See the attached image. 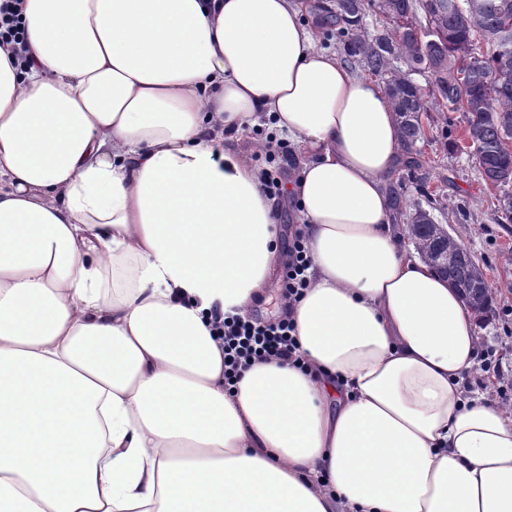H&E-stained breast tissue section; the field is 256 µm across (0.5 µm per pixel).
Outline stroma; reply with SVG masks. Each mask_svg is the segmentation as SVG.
<instances>
[{
	"label": "stroma",
	"mask_w": 512,
	"mask_h": 512,
	"mask_svg": "<svg viewBox=\"0 0 512 512\" xmlns=\"http://www.w3.org/2000/svg\"><path fill=\"white\" fill-rule=\"evenodd\" d=\"M463 129L462 113H432L420 144L423 168L412 174L398 168L390 189L400 197L404 213L424 207L482 264L496 300L494 316L477 329L480 356L501 362L504 373L511 375L512 224L500 223L493 205L495 191L482 180L469 150L452 149Z\"/></svg>",
	"instance_id": "stroma-1"
}]
</instances>
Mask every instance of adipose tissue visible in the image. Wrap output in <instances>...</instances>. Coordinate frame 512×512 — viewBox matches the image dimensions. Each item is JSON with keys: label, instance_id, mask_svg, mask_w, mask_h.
Segmentation results:
<instances>
[{"label": "adipose tissue", "instance_id": "1", "mask_svg": "<svg viewBox=\"0 0 512 512\" xmlns=\"http://www.w3.org/2000/svg\"><path fill=\"white\" fill-rule=\"evenodd\" d=\"M0 43V512H512V414L465 381L471 311L390 221L382 84L308 0H19ZM271 120L308 286L304 368L224 386L213 310L282 263ZM20 3L15 2L14 5H5L1 8L0 15V40L2 43L23 44L25 38L24 28L21 26L19 19ZM266 121H261L258 125L247 129L244 133L241 134V139L236 144H232L234 147L244 152V154L248 157L250 161H252L255 165H257L260 169L265 167V164L260 161L262 159V155L258 157V161L254 159L255 155L261 153L262 150L259 149V144L266 142V148L264 152V160L268 163L275 161L276 155L277 158L281 160V162H287L289 160V164H284L283 166L286 168L283 175V184L292 177L293 170L297 169V161L295 159L294 153V145L288 140L285 139H277L285 143L287 146V150L284 147H281L282 143L277 142L276 146L273 144V138L270 137L266 141L267 135H270V128ZM256 146L257 149L255 151L252 148ZM281 153V155H280Z\"/></svg>", "mask_w": 512, "mask_h": 512}]
</instances>
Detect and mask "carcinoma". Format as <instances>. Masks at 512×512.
Segmentation results:
<instances>
[{"label": "carcinoma", "instance_id": "1", "mask_svg": "<svg viewBox=\"0 0 512 512\" xmlns=\"http://www.w3.org/2000/svg\"><path fill=\"white\" fill-rule=\"evenodd\" d=\"M465 7L443 9L439 0H377V10L389 28L371 35L363 26L364 0H332L325 31H336L349 58L381 78L395 112L407 169L422 166L417 144L425 136L418 115L451 110L463 113L471 156L485 182L499 190L498 210L512 220V153L505 140L512 136V0H464ZM428 22L419 41L414 23ZM396 59L431 73L437 94L431 99L407 74L393 67ZM434 217L418 206L410 216L409 236L418 253L448 248L453 262L448 278L462 287L472 281L474 258L448 230L425 229ZM472 311L482 324L495 314V291L475 289Z\"/></svg>", "mask_w": 512, "mask_h": 512}]
</instances>
